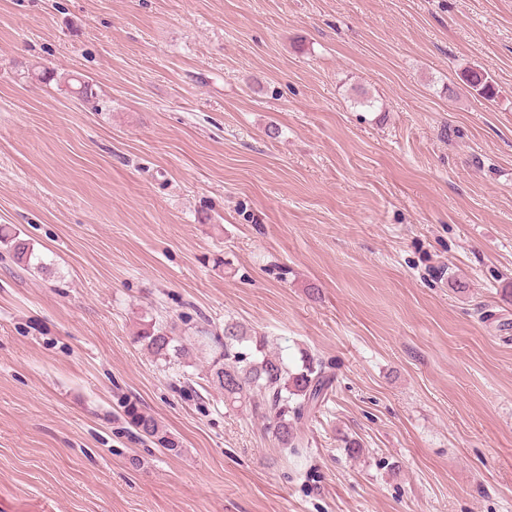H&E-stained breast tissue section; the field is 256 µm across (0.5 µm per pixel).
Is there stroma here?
Listing matches in <instances>:
<instances>
[{"instance_id": "stroma-1", "label": "stroma", "mask_w": 512, "mask_h": 512, "mask_svg": "<svg viewBox=\"0 0 512 512\" xmlns=\"http://www.w3.org/2000/svg\"><path fill=\"white\" fill-rule=\"evenodd\" d=\"M0 224V512H512V0H0ZM206 320L330 367L299 452ZM0 243L9 246V250L13 253L15 262L19 265H30L33 255L29 242L20 238V233L16 229L6 224L0 225ZM173 330V327L162 324L156 326L154 323L150 328L139 334L137 340L142 342L149 353L157 359L167 360L172 357L183 356L188 351L175 336H171ZM123 416L126 424L140 436L155 440L163 448L175 450L173 443L166 437L158 421L149 413L143 411L135 403L123 402Z\"/></svg>"}]
</instances>
